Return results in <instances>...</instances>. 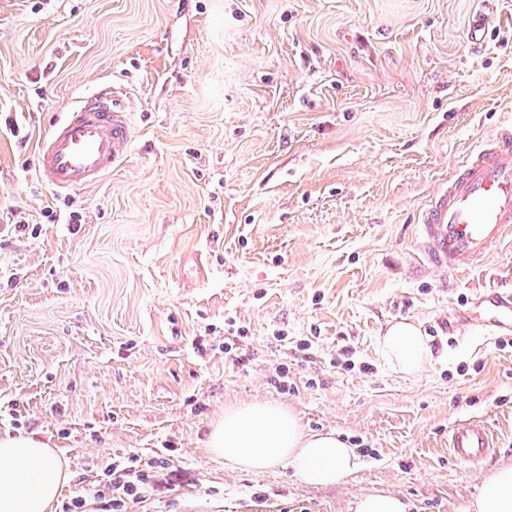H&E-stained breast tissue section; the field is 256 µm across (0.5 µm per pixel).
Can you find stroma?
Listing matches in <instances>:
<instances>
[{
    "label": "stroma",
    "mask_w": 512,
    "mask_h": 512,
    "mask_svg": "<svg viewBox=\"0 0 512 512\" xmlns=\"http://www.w3.org/2000/svg\"><path fill=\"white\" fill-rule=\"evenodd\" d=\"M475 0H14L0 12V432L50 440L88 496L105 466L164 453L134 512H353L369 492L468 512L512 466V334L454 311L512 290V239L439 277L429 196L512 123V7L472 48ZM131 114L125 161L62 194L34 161L102 88ZM78 223H70V215ZM201 258L189 284L184 263ZM417 324L415 377L379 356ZM235 338L225 351V338ZM294 409L362 450L335 486L224 466L226 405ZM479 419L483 461L448 430ZM380 356L395 372L413 377L430 364L432 351L417 325L401 321L391 325L382 336ZM448 448L459 460L478 461L493 448L490 430L481 421L454 425L448 435Z\"/></svg>",
    "instance_id": "obj_1"
}]
</instances>
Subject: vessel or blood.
I'll list each match as a JSON object with an SVG mask.
<instances>
[{"label": "vessel or blood", "mask_w": 512, "mask_h": 512, "mask_svg": "<svg viewBox=\"0 0 512 512\" xmlns=\"http://www.w3.org/2000/svg\"><path fill=\"white\" fill-rule=\"evenodd\" d=\"M495 20L494 0H479L469 38L484 46ZM131 115L112 100L111 91L92 96L70 110L37 154L40 180L59 191L94 185L126 158ZM512 235V124L480 143L448 183L429 198L418 224L419 248L434 271L449 276L484 266ZM470 329L493 326L512 332V293L487 291L473 302ZM492 436L483 422L454 425L451 455L475 462L489 453Z\"/></svg>", "instance_id": "obj_1"}]
</instances>
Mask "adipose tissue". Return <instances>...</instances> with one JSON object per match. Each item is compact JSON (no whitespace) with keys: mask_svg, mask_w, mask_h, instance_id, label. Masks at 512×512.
Wrapping results in <instances>:
<instances>
[{"mask_svg":"<svg viewBox=\"0 0 512 512\" xmlns=\"http://www.w3.org/2000/svg\"><path fill=\"white\" fill-rule=\"evenodd\" d=\"M380 356L397 373L413 377L432 360L428 340L408 321L391 325ZM210 455L240 471L290 466L308 483L333 486L360 466L356 448L335 432L305 429L288 406L270 402L231 404L211 426ZM66 480L50 443L33 434H0V512H54ZM472 512H512V467L487 476Z\"/></svg>","mask_w":512,"mask_h":512,"instance_id":"ef3b65f1","label":"adipose tissue"}]
</instances>
